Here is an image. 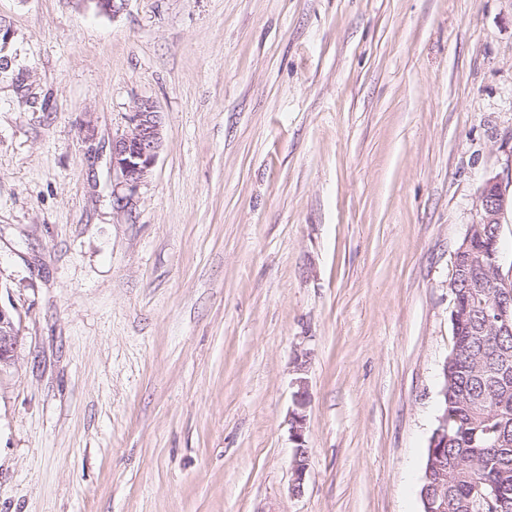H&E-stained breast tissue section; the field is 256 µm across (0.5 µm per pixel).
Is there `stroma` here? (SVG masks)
<instances>
[{"label":"stroma","instance_id":"stroma-1","mask_svg":"<svg viewBox=\"0 0 512 512\" xmlns=\"http://www.w3.org/2000/svg\"><path fill=\"white\" fill-rule=\"evenodd\" d=\"M0 31V512H423L454 256L482 182L512 198V0H0ZM156 103L148 98L137 102L127 129L112 141V170L129 187L147 179L163 146L162 121ZM20 334L14 316L0 307V365H8L18 355ZM296 387L294 393L295 409L291 412L292 441L294 452L292 458L293 481L291 491L293 495H299L304 490L308 470L309 451L305 440V409L309 402L308 381L305 377L299 376L294 379Z\"/></svg>","mask_w":512,"mask_h":512}]
</instances>
